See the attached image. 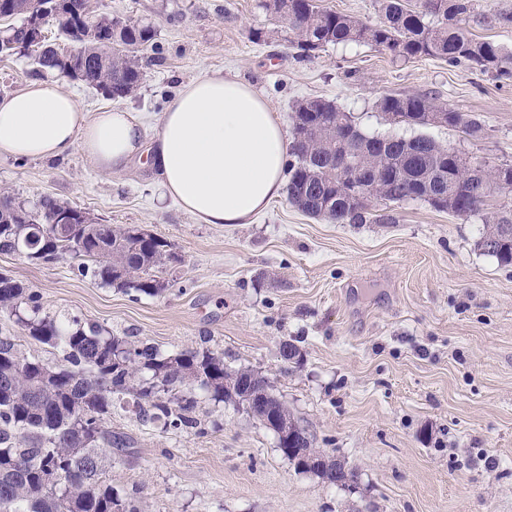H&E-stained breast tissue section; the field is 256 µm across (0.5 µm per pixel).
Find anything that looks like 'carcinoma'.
Segmentation results:
<instances>
[{
    "mask_svg": "<svg viewBox=\"0 0 512 512\" xmlns=\"http://www.w3.org/2000/svg\"><path fill=\"white\" fill-rule=\"evenodd\" d=\"M431 0H380L381 21L361 19L322 8L316 0H265L264 6L288 23L293 45L308 56L329 45L364 44L388 51L395 60L423 57L462 61L482 73L512 78V50L479 40L470 23H512V15L493 17L478 12L475 0H443L442 12L429 9ZM85 0H0V20L27 18L43 11L57 24V35L73 43L76 54L61 57L49 42L32 45L25 55L38 67L55 70L120 101L136 95L143 79L139 53L156 49L149 25L94 15L81 20ZM23 26L9 27L0 36V56L15 55L24 39ZM380 112L405 117V123L426 125L430 112L448 113V123L477 137V120L426 96L387 94L377 101ZM352 129L350 113L322 99L296 103L292 115V144L288 162V201L313 217L336 224H366L374 206H357L359 186L382 176L381 203L420 200L438 211L476 217L486 224L483 237L498 236L486 249H477L498 263L512 265V209L494 210L479 191L496 173L463 164L455 147L425 134L408 140L361 134L353 142L357 175L336 172V153ZM70 223L51 227L58 216ZM136 227L87 224L78 207L44 196L31 207L0 191V253H16L44 262L71 254L81 259L79 274L104 285L155 296L165 290L155 272L167 267L173 246ZM0 311L34 340L59 348L63 362L30 357L8 336H0V512H139L133 496L122 498L106 481L104 461L124 438L105 427L104 416L114 402L133 397L139 414L176 428H194L196 399L189 393L195 382L219 402L245 406L240 387L252 369L227 370L224 357L208 350L184 349L161 355L148 344L125 336H106L98 326L66 320L43 310L34 293L0 274ZM251 390L266 407L248 410L263 425L269 413L291 418L269 383ZM294 447L316 458L307 431Z\"/></svg>",
    "mask_w": 512,
    "mask_h": 512,
    "instance_id": "obj_1",
    "label": "carcinoma"
}]
</instances>
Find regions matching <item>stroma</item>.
Instances as JSON below:
<instances>
[{
	"label": "stroma",
	"mask_w": 512,
	"mask_h": 512,
	"mask_svg": "<svg viewBox=\"0 0 512 512\" xmlns=\"http://www.w3.org/2000/svg\"><path fill=\"white\" fill-rule=\"evenodd\" d=\"M92 6L156 33L142 84L122 102L148 136L185 83L221 70L260 90L287 127L298 101L320 98L365 132L385 133L394 128L374 107L379 97L428 95L484 134H425L472 161L512 165V79L441 58L395 61L363 44L302 57L264 0ZM1 188L28 206L47 195L97 223L137 227L181 258L152 297L82 277L67 255L34 263L0 254V273L46 312L164 354L209 350L229 368L262 371L315 447L358 473L341 488L297 471L272 430L200 388L188 430L142 419L127 398L106 417L127 439L106 476L140 512H512V266L477 249L481 224L420 201L388 206L378 223L336 224L284 196L251 223L204 224L159 202L147 157L109 175L77 150L47 161L0 157ZM287 340L296 361L280 354Z\"/></svg>",
	"instance_id": "35a3bbf8"
}]
</instances>
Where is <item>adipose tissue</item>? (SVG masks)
Here are the masks:
<instances>
[{"mask_svg": "<svg viewBox=\"0 0 512 512\" xmlns=\"http://www.w3.org/2000/svg\"><path fill=\"white\" fill-rule=\"evenodd\" d=\"M138 113L84 111L53 76L0 96V156L45 159L80 150L105 174L150 150L162 198L206 224H248L278 198L290 148L267 99L220 71L168 103L152 144Z\"/></svg>", "mask_w": 512, "mask_h": 512, "instance_id": "adipose-tissue-1", "label": "adipose tissue"}]
</instances>
